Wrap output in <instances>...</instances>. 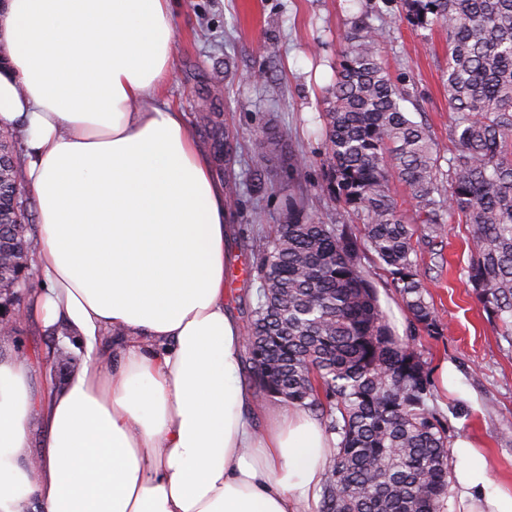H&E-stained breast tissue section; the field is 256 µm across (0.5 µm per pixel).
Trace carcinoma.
<instances>
[{
	"mask_svg": "<svg viewBox=\"0 0 512 512\" xmlns=\"http://www.w3.org/2000/svg\"><path fill=\"white\" fill-rule=\"evenodd\" d=\"M404 4L412 25L448 31L450 157L402 107L409 92L383 62V35L354 21L322 113L316 194L336 202V221L287 195L280 223L249 239L257 288L245 379L262 398L319 413L336 435L319 512H447L450 495L448 434L429 406L426 362L391 330L361 252L386 266L413 330L430 336L442 324L412 258L414 236L436 239L448 219L468 225L467 285L512 344V0ZM199 123L215 159L230 163L234 135L221 113L203 112ZM10 139L0 153V225H19L3 234L17 247L36 238L23 149ZM395 182L408 191L414 224L392 195ZM356 220L359 240L346 229Z\"/></svg>",
	"mask_w": 512,
	"mask_h": 512,
	"instance_id": "carcinoma-1",
	"label": "carcinoma"
}]
</instances>
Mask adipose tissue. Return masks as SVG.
Returning a JSON list of instances; mask_svg holds the SVG:
<instances>
[{"instance_id": "adipose-tissue-1", "label": "adipose tissue", "mask_w": 512, "mask_h": 512, "mask_svg": "<svg viewBox=\"0 0 512 512\" xmlns=\"http://www.w3.org/2000/svg\"><path fill=\"white\" fill-rule=\"evenodd\" d=\"M173 46L172 0L0 9V126L39 204L29 307L86 355L36 395L0 353V512H306L324 481L319 417L243 377L224 187L163 96ZM452 453L463 512H512L471 441Z\"/></svg>"}]
</instances>
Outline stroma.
<instances>
[{
    "label": "stroma",
    "instance_id": "1",
    "mask_svg": "<svg viewBox=\"0 0 512 512\" xmlns=\"http://www.w3.org/2000/svg\"><path fill=\"white\" fill-rule=\"evenodd\" d=\"M402 14L400 0H174L167 97L191 124L197 113H222L238 139L232 168L241 190L228 207L237 231L225 303L239 323H246L256 291L245 274L252 262L248 239L278 223L285 195H314L322 179V92L353 21L383 33L382 57L408 87V111L426 123L441 150L450 148L451 114L441 80L447 31L437 24L413 27ZM267 126L282 136L279 151L265 149L260 131ZM292 156L304 159V166H289ZM467 236V225L451 222L433 243L415 242L426 299L444 325L433 336L413 334L379 260L368 253L363 265L394 332L421 352L431 377H438L445 361L457 370L454 389L434 386L430 402L449 441L472 440L488 459L493 480L512 485V345L466 285Z\"/></svg>",
    "mask_w": 512,
    "mask_h": 512
}]
</instances>
